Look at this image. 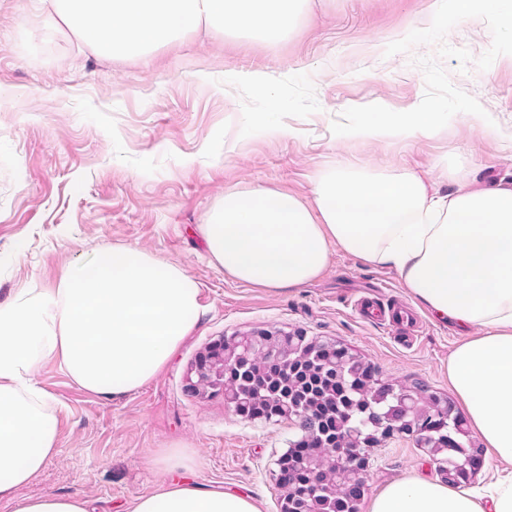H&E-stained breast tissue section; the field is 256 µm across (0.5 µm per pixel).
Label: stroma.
<instances>
[{
  "label": "stroma",
  "instance_id": "obj_1",
  "mask_svg": "<svg viewBox=\"0 0 512 512\" xmlns=\"http://www.w3.org/2000/svg\"><path fill=\"white\" fill-rule=\"evenodd\" d=\"M29 2L0 0V299L54 288L93 250L131 245L179 264L201 283L209 310L166 370L121 398L91 394L58 361L44 363L36 379L60 406L58 452L20 496L78 494L90 512H128L158 487L156 456L180 446L193 458L186 479L255 496L263 512H280L275 461L295 427L241 418L223 396L202 400L185 387L211 341L255 328L336 342L376 364L386 382L418 381L451 395L448 359L463 330L421 306L419 334L405 347L389 324L354 308L365 294L412 304L394 269L340 251L307 285L253 288L209 263L198 226L230 187L309 197L310 178L325 165L411 168L433 178L445 158L474 187L512 180V55L485 70L442 62L452 84L494 120L492 132L457 114L435 137L367 144L333 134L331 124L353 106L408 111L421 102L425 80L414 60L435 55V46L384 51L430 25L434 0H314L312 14L273 45L192 34L148 57L119 60L47 35ZM445 41L476 58L492 36L485 21L471 18ZM252 71L285 79L260 96L241 80ZM274 126L284 135L271 134ZM413 475L439 477L412 437L387 438L370 454L361 506Z\"/></svg>",
  "mask_w": 512,
  "mask_h": 512
}]
</instances>
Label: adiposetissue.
<instances>
[{
    "label": "adipose tissue",
    "instance_id": "ef3b65f1",
    "mask_svg": "<svg viewBox=\"0 0 512 512\" xmlns=\"http://www.w3.org/2000/svg\"><path fill=\"white\" fill-rule=\"evenodd\" d=\"M199 232L226 277L302 287L333 248L394 268L417 304L465 338L448 381L499 475L482 496L421 477L388 484L368 512H512V182L452 192L410 169L326 166L311 197L230 188ZM208 311L178 264L115 245L71 264L57 287L0 303V498L57 452L56 401L37 369L60 360L82 389L115 399L156 378ZM132 512H261L252 496L171 481Z\"/></svg>",
    "mask_w": 512,
    "mask_h": 512
}]
</instances>
